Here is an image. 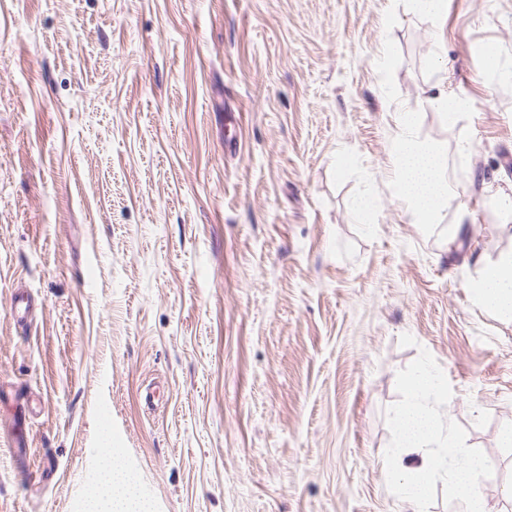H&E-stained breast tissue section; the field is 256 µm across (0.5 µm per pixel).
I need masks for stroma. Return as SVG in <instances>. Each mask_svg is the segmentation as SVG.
I'll return each mask as SVG.
<instances>
[{
    "instance_id": "stroma-1",
    "label": "stroma",
    "mask_w": 512,
    "mask_h": 512,
    "mask_svg": "<svg viewBox=\"0 0 512 512\" xmlns=\"http://www.w3.org/2000/svg\"><path fill=\"white\" fill-rule=\"evenodd\" d=\"M399 112L455 240L393 194ZM503 196L512 0H0V388L29 413L19 478L0 405V512H91L101 446L147 512H409L382 459L422 362L512 477V318L467 288L512 251ZM432 95L430 98L448 112L450 122H454L469 107L468 99L457 93L448 92V89H437V93Z\"/></svg>"
}]
</instances>
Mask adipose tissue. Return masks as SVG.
Segmentation results:
<instances>
[{
  "mask_svg": "<svg viewBox=\"0 0 512 512\" xmlns=\"http://www.w3.org/2000/svg\"><path fill=\"white\" fill-rule=\"evenodd\" d=\"M396 123L392 180L396 199L410 212L413 223L426 227L442 223L448 237H456L467 213L459 211L449 223L443 220L448 167L442 149L418 139L412 113H399ZM468 288L480 307L512 317V252L481 264ZM405 386L409 401L395 414L397 449L383 460L393 472L403 500L412 512H428L433 479L438 476L448 485L455 512H490L479 485L483 461L469 454L452 466L446 461L444 450L452 436L434 407L443 395L438 373L429 365H419L407 376ZM102 486L95 512H142L130 476L108 456L103 459Z\"/></svg>",
  "mask_w": 512,
  "mask_h": 512,
  "instance_id": "ef3b65f1",
  "label": "adipose tissue"
}]
</instances>
